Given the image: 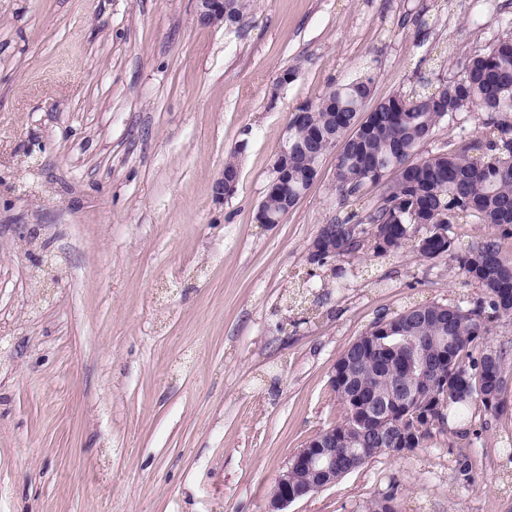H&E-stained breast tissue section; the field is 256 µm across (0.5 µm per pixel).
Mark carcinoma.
Instances as JSON below:
<instances>
[{"mask_svg":"<svg viewBox=\"0 0 512 512\" xmlns=\"http://www.w3.org/2000/svg\"><path fill=\"white\" fill-rule=\"evenodd\" d=\"M252 0H229L225 24L234 25ZM374 83L366 66L347 83L331 89L316 103L297 107L288 121V180L267 187L255 214L263 224H279L313 184L327 145L341 144L333 172L336 190L358 197L369 184L381 187L366 220L356 214L333 222L324 240L323 262L365 251L390 257L405 248L423 261L443 255L456 260L459 274L484 296L460 305L417 303L383 317L349 345L359 352L352 391L343 394L332 383L345 415L336 425L343 443L336 447V468L358 455L360 464L394 448H423L433 432L455 420L454 434L479 436L477 415L502 411L503 395L512 378V358L486 343L494 320H512V257L501 240L512 238V35L470 53L461 74L437 84L420 80L367 108ZM478 111L488 133L481 139L459 134L458 151H422L436 128L461 112ZM476 151L474 158L470 152ZM486 224L493 232L458 253L448 225L460 221ZM441 342L438 376L428 405L398 391L407 388L416 353L410 344L383 338L378 349L369 337L381 328ZM433 415L429 423L424 413ZM374 422L400 441H376L362 422Z\"/></svg>","mask_w":512,"mask_h":512,"instance_id":"cac0c4a2","label":"carcinoma"}]
</instances>
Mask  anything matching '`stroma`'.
Returning a JSON list of instances; mask_svg holds the SVG:
<instances>
[{
  "mask_svg": "<svg viewBox=\"0 0 512 512\" xmlns=\"http://www.w3.org/2000/svg\"><path fill=\"white\" fill-rule=\"evenodd\" d=\"M510 32L512 0H253L215 27L195 0H0V512H268L344 418L343 350L410 304L483 294L407 250L310 268L320 225L380 194L342 198L332 151L257 224L292 112L367 61L376 101L459 75ZM505 398L475 444L434 432L287 512H364L390 488L397 512H512ZM224 170L228 173H239L238 164L234 159H229L224 163ZM223 171L222 176L218 178L214 185V195L218 199H226L228 192L236 189L237 183L239 181V174L235 177L231 176L228 173ZM234 194V191L228 195L230 197Z\"/></svg>",
  "mask_w": 512,
  "mask_h": 512,
  "instance_id": "1",
  "label": "stroma"
}]
</instances>
